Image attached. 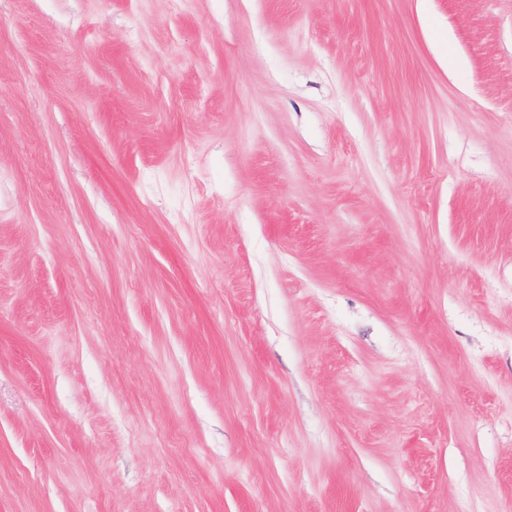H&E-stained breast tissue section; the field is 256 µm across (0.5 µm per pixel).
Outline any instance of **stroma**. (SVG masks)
<instances>
[{
	"instance_id": "obj_1",
	"label": "stroma",
	"mask_w": 512,
	"mask_h": 512,
	"mask_svg": "<svg viewBox=\"0 0 512 512\" xmlns=\"http://www.w3.org/2000/svg\"><path fill=\"white\" fill-rule=\"evenodd\" d=\"M0 512H512V0H0Z\"/></svg>"
}]
</instances>
